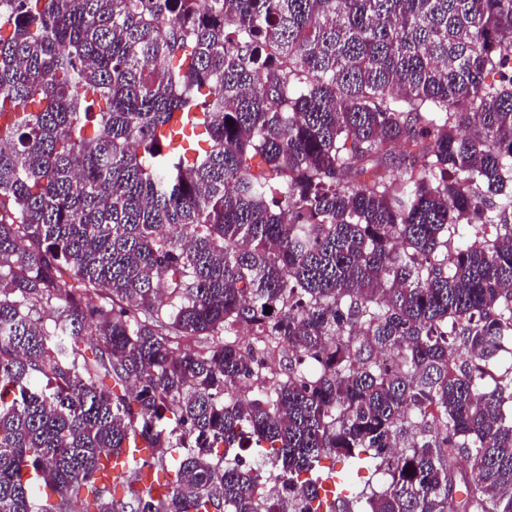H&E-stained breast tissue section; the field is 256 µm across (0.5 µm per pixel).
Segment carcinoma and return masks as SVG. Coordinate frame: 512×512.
Segmentation results:
<instances>
[{
	"label": "carcinoma",
	"mask_w": 512,
	"mask_h": 512,
	"mask_svg": "<svg viewBox=\"0 0 512 512\" xmlns=\"http://www.w3.org/2000/svg\"><path fill=\"white\" fill-rule=\"evenodd\" d=\"M199 2L0 0V512H512V0Z\"/></svg>",
	"instance_id": "obj_1"
}]
</instances>
